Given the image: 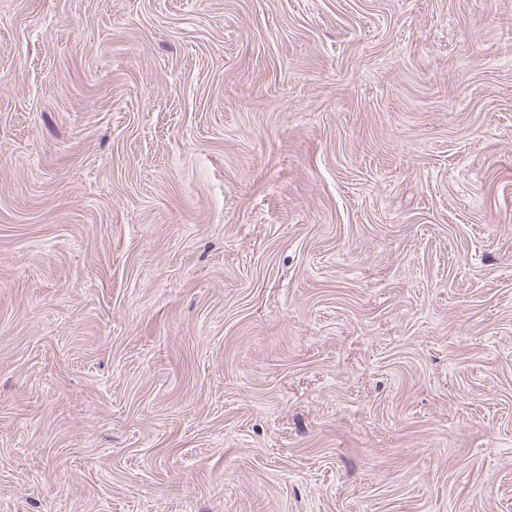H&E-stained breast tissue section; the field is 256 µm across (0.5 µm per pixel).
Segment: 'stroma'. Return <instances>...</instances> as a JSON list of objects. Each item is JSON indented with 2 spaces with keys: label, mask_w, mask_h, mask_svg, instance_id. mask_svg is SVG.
Returning a JSON list of instances; mask_svg holds the SVG:
<instances>
[{
  "label": "stroma",
  "mask_w": 512,
  "mask_h": 512,
  "mask_svg": "<svg viewBox=\"0 0 512 512\" xmlns=\"http://www.w3.org/2000/svg\"><path fill=\"white\" fill-rule=\"evenodd\" d=\"M0 512H512V0H0Z\"/></svg>",
  "instance_id": "35a3bbf8"
}]
</instances>
